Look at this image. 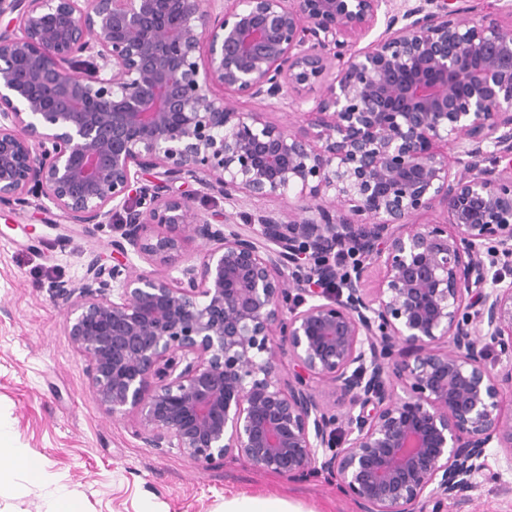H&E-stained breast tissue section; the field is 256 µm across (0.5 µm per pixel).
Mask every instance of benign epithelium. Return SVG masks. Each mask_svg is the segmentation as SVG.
<instances>
[{"label": "benign epithelium", "instance_id": "7a95c632", "mask_svg": "<svg viewBox=\"0 0 512 512\" xmlns=\"http://www.w3.org/2000/svg\"><path fill=\"white\" fill-rule=\"evenodd\" d=\"M456 2L0 0V207L119 225L112 264L55 288L146 447L324 471L360 512L461 497L489 448L512 464V0ZM235 104L241 112H264V119L275 123L294 122L298 119L297 115L293 114V112L270 110L262 107L258 102L245 98L236 100ZM184 194L191 197V201L195 207L207 208L214 213L222 215L224 213V199L216 194H210L204 190L195 181L189 180L184 185L181 182L176 184Z\"/></svg>", "mask_w": 512, "mask_h": 512}]
</instances>
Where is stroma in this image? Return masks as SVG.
Returning <instances> with one entry per match:
<instances>
[{
    "label": "stroma",
    "mask_w": 512,
    "mask_h": 512,
    "mask_svg": "<svg viewBox=\"0 0 512 512\" xmlns=\"http://www.w3.org/2000/svg\"><path fill=\"white\" fill-rule=\"evenodd\" d=\"M111 227L66 223L56 210L0 209V512H47L63 489L81 512H221L233 495L279 497L305 512H358L320 473L289 480L230 456L202 466L144 447L133 416L113 418L94 399L84 360L65 334L66 303L53 288L108 259ZM24 449L43 476L15 470ZM507 451H488L475 488L424 512H512Z\"/></svg>",
    "instance_id": "1"
}]
</instances>
